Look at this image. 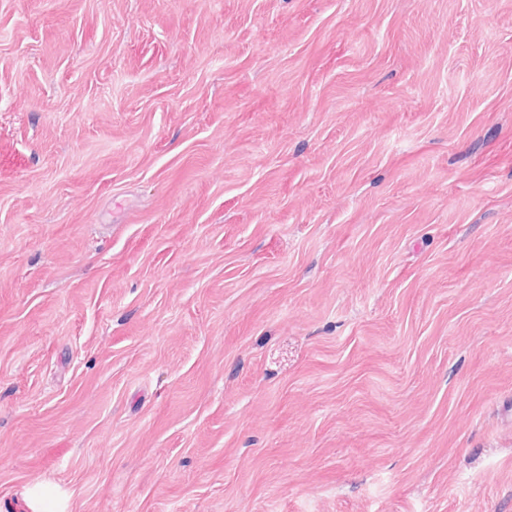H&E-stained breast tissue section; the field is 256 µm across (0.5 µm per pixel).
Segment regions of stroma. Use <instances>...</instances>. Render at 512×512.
<instances>
[{"label": "stroma", "mask_w": 512, "mask_h": 512, "mask_svg": "<svg viewBox=\"0 0 512 512\" xmlns=\"http://www.w3.org/2000/svg\"><path fill=\"white\" fill-rule=\"evenodd\" d=\"M512 512V0H0V512Z\"/></svg>", "instance_id": "35a3bbf8"}]
</instances>
